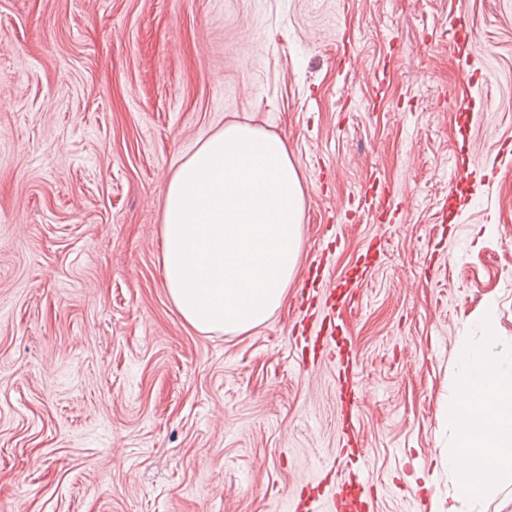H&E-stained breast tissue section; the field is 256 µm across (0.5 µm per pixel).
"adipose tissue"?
<instances>
[{
	"label": "adipose tissue",
	"mask_w": 512,
	"mask_h": 512,
	"mask_svg": "<svg viewBox=\"0 0 512 512\" xmlns=\"http://www.w3.org/2000/svg\"><path fill=\"white\" fill-rule=\"evenodd\" d=\"M303 189L280 137L241 123L207 137L165 195L162 268L184 320L246 333L279 308L302 246Z\"/></svg>",
	"instance_id": "ef3b65f1"
}]
</instances>
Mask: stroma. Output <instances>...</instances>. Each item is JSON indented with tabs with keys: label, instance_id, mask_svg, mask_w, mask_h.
Listing matches in <instances>:
<instances>
[{
	"label": "stroma",
	"instance_id": "stroma-1",
	"mask_svg": "<svg viewBox=\"0 0 512 512\" xmlns=\"http://www.w3.org/2000/svg\"><path fill=\"white\" fill-rule=\"evenodd\" d=\"M232 122L287 140L303 243L264 325L202 333L163 200ZM319 263L373 512H446L460 339L512 342V0H0V512H293L340 465L289 330Z\"/></svg>",
	"mask_w": 512,
	"mask_h": 512
}]
</instances>
